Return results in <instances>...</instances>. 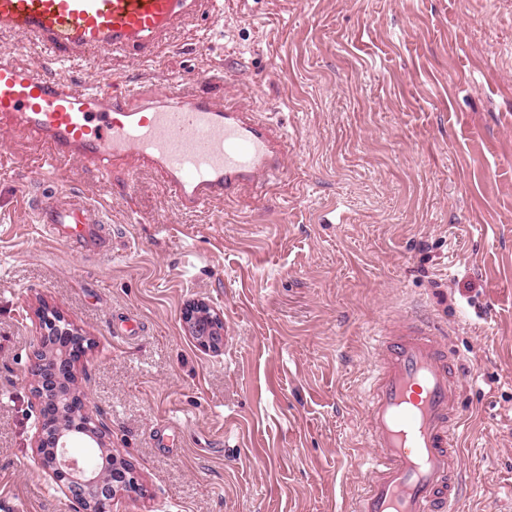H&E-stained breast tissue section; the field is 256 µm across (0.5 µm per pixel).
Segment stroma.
<instances>
[{"label": "stroma", "mask_w": 512, "mask_h": 512, "mask_svg": "<svg viewBox=\"0 0 512 512\" xmlns=\"http://www.w3.org/2000/svg\"><path fill=\"white\" fill-rule=\"evenodd\" d=\"M144 62L37 68L80 87L223 93L283 125L285 178L183 210L160 177L58 166L112 219V255L51 239L26 208L38 160L0 128V512H73L35 460L39 301L92 345L76 372L143 491L117 512H345L366 476L371 336L420 303L465 371V512L512 503V0H222ZM339 222H331V215ZM222 312V352L181 320ZM131 318L140 330L117 336ZM176 422L170 445L154 436Z\"/></svg>", "instance_id": "stroma-1"}]
</instances>
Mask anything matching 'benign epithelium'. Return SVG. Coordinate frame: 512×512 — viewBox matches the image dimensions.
<instances>
[{
    "label": "benign epithelium",
    "instance_id": "obj_1",
    "mask_svg": "<svg viewBox=\"0 0 512 512\" xmlns=\"http://www.w3.org/2000/svg\"><path fill=\"white\" fill-rule=\"evenodd\" d=\"M39 339L31 354L30 393L36 413L33 448L38 464L53 489L69 499L75 512H114L125 496L142 491L133 467L112 453L107 429L87 409L81 415L65 412L73 400H84L79 390L70 341L91 347L83 329L58 306L46 301L36 309ZM182 321L189 336L202 348L218 352L224 347V317L204 301L188 304ZM80 439L97 448L112 468H99L73 456L70 445Z\"/></svg>",
    "mask_w": 512,
    "mask_h": 512
}]
</instances>
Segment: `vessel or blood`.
I'll return each mask as SVG.
<instances>
[{
  "label": "vessel or blood",
  "instance_id": "obj_1",
  "mask_svg": "<svg viewBox=\"0 0 512 512\" xmlns=\"http://www.w3.org/2000/svg\"><path fill=\"white\" fill-rule=\"evenodd\" d=\"M217 0H0V33L45 46L59 62L101 55L155 59L175 28ZM40 156L39 196L27 205L57 241L106 252L105 211L51 177L58 161L127 178L158 173L179 205L198 211L276 181L289 144L253 109L164 87L140 98L114 86L80 89L0 51V125ZM366 380L367 481L349 512H459L462 475L455 401L463 386L446 328L429 319L382 322Z\"/></svg>",
  "mask_w": 512,
  "mask_h": 512
}]
</instances>
